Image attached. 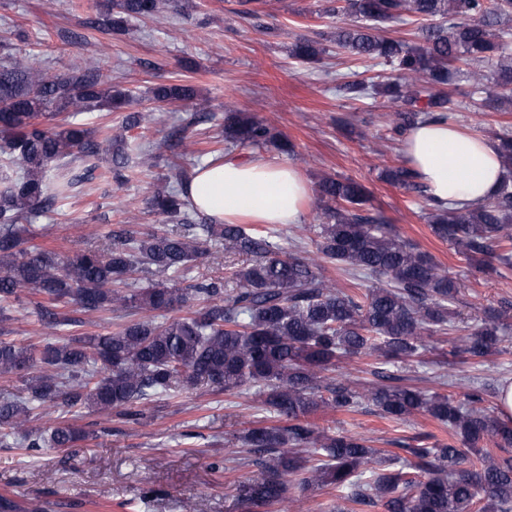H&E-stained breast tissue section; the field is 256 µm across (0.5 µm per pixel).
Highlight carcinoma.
Returning a JSON list of instances; mask_svg holds the SVG:
<instances>
[{"mask_svg":"<svg viewBox=\"0 0 512 512\" xmlns=\"http://www.w3.org/2000/svg\"><path fill=\"white\" fill-rule=\"evenodd\" d=\"M161 0H112L108 12L88 21L124 34L128 19L151 18ZM342 25L330 41L357 60L390 67L382 82L345 81L337 91L353 99L383 97L394 104L400 134L453 110L444 91L463 82L471 94L487 91L486 65L495 67L500 105L512 112V0H352L336 9ZM421 39L378 34L382 23L416 24ZM320 41L301 38L291 49L300 62L320 60ZM158 103L190 102L195 90L182 84L154 87ZM131 102L112 87L99 63L88 59L63 71L35 66L26 57H0V377H17L24 395L0 393V443L27 448H76L87 432L67 421L33 429L40 409L84 406L105 415L116 410L139 420L142 404L179 387L204 383L226 392L258 387L273 413L235 436L246 449L244 465L255 468L241 485L240 512H266L288 501V476L305 488L329 487L336 498L366 512H512V425L482 404L486 390L474 388L462 403L403 382L388 366L420 357L426 339L455 329L451 306L456 281L428 253L403 239L387 218L361 208L366 188L352 178L325 177L318 185L321 212L316 240L319 259L297 257L270 236L243 224L197 221L185 187L196 163H172L152 209L181 232L114 231L106 249L86 248L62 262L51 250L25 245L19 225L54 210L59 201L99 176L111 154L115 178H123L129 152H112V139L97 140L80 116ZM209 106L194 105L190 120L169 138L184 140ZM508 176L488 201L470 208L431 207L432 234L454 243L478 267L497 255L512 257V131L499 134ZM279 143L264 123L241 113L224 118V144L256 148ZM387 181L422 191L412 168L385 171ZM215 238L230 259L228 281L201 280L191 288L163 284L120 287L139 263L149 271L184 277L201 254V240ZM336 264L377 285L348 293L323 275ZM26 290L41 297L35 310L52 331L85 324L80 313L108 310L127 320L108 334L81 333L38 348L8 339L13 333L5 304ZM203 305L166 322L153 313L187 303ZM512 329L505 311L489 310L465 336L448 337L457 363L483 364L502 352ZM369 355L379 361L376 381L359 388L345 374L330 376L343 360ZM371 403L388 420L421 414L448 429V440L405 449L412 460L396 467L368 439L310 421L320 409L345 413Z\"/></svg>","mask_w":512,"mask_h":512,"instance_id":"cac0c4a2","label":"carcinoma"}]
</instances>
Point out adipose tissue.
<instances>
[{
  "label": "adipose tissue",
  "instance_id": "adipose-tissue-1",
  "mask_svg": "<svg viewBox=\"0 0 512 512\" xmlns=\"http://www.w3.org/2000/svg\"><path fill=\"white\" fill-rule=\"evenodd\" d=\"M403 151L431 199L439 204L483 203L503 179L496 141L463 133L444 121L411 128ZM188 194L201 213L221 223L294 224L310 188L293 165L228 155L220 163L198 168Z\"/></svg>",
  "mask_w": 512,
  "mask_h": 512
}]
</instances>
